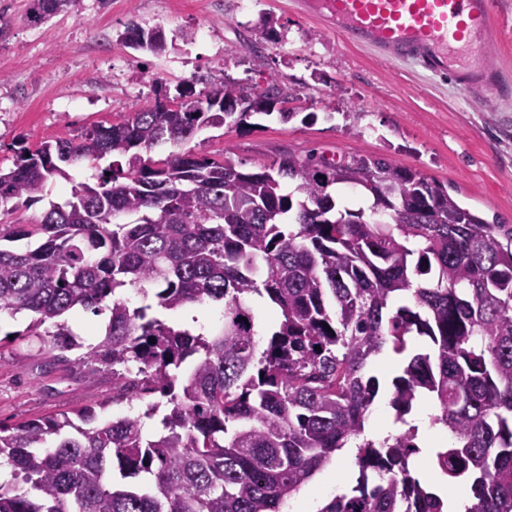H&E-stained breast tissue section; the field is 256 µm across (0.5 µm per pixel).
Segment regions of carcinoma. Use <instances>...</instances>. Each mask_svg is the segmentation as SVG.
<instances>
[{
	"label": "carcinoma",
	"instance_id": "carcinoma-1",
	"mask_svg": "<svg viewBox=\"0 0 512 512\" xmlns=\"http://www.w3.org/2000/svg\"><path fill=\"white\" fill-rule=\"evenodd\" d=\"M73 3L28 0V17L42 22ZM125 40L166 49L159 27L133 24ZM177 95L179 111L158 92L120 122L22 146L0 171L2 217L43 200L49 182L69 178L66 167L112 159L38 219L0 220V314L35 315L45 367L85 378L105 369L112 401L158 393L168 405L160 417L157 403L112 418L92 403L0 424V468L11 474L0 512H282L360 437L356 486L318 512H445L411 469L417 425L365 437L379 392L371 361L412 336L429 347L393 380L396 418L433 398L431 423L452 436L436 469L468 480L466 512H512V225L490 224L420 171L371 156L288 153L259 171L191 151L143 159V148L254 116L219 101L294 97L276 81L227 77L203 95L191 83ZM333 185L371 204L339 208ZM127 215L135 221L118 222ZM130 288L144 305L131 306ZM252 295L279 314L262 348ZM206 303L219 305L220 320L194 331L147 317L154 305ZM104 308V332L83 344L68 317ZM154 417L148 433L143 419ZM115 469L143 481L116 483Z\"/></svg>",
	"mask_w": 512,
	"mask_h": 512
}]
</instances>
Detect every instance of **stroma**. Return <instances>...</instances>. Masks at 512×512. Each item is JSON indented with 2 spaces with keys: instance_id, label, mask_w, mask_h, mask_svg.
<instances>
[{
  "instance_id": "35a3bbf8",
  "label": "stroma",
  "mask_w": 512,
  "mask_h": 512,
  "mask_svg": "<svg viewBox=\"0 0 512 512\" xmlns=\"http://www.w3.org/2000/svg\"><path fill=\"white\" fill-rule=\"evenodd\" d=\"M495 36L487 59L512 79V0H491ZM158 26L167 50L155 55L119 40L127 23ZM277 80L295 97L298 119L261 117L257 124L199 130L184 150L227 157L257 171L285 152L328 160L375 155L418 169L492 224H512V105L496 95L467 94L450 75L412 61H389L345 43L327 23L306 15L301 0H75L70 13L35 24L27 0H0V168L13 165V145L35 146L76 135L95 122H115L147 105L154 82L175 91L183 81L208 90L224 76ZM32 313L0 317V423L14 426L81 407L113 403L112 375L93 382L65 369L45 371L29 336ZM403 365L393 353L373 367L379 393L368 426L384 428L394 412L392 381ZM354 457H336L288 500L284 512H318L348 491Z\"/></svg>"
}]
</instances>
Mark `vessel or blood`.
<instances>
[{
  "label": "vessel or blood",
  "mask_w": 512,
  "mask_h": 512,
  "mask_svg": "<svg viewBox=\"0 0 512 512\" xmlns=\"http://www.w3.org/2000/svg\"><path fill=\"white\" fill-rule=\"evenodd\" d=\"M304 6L348 44L415 60L435 74L451 72L474 93H512L485 55L494 25L490 0H305ZM452 50L467 55L465 68L450 70Z\"/></svg>",
  "instance_id": "1"
}]
</instances>
